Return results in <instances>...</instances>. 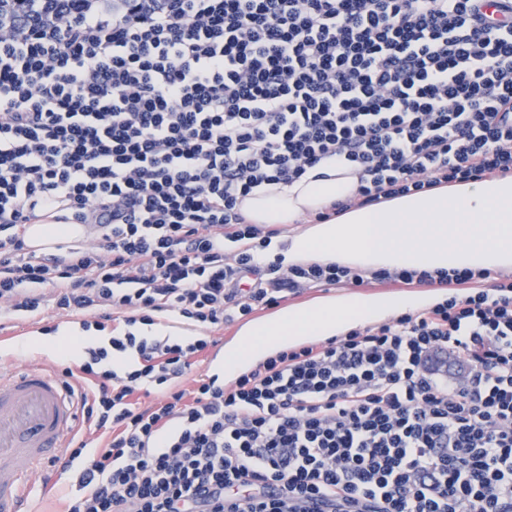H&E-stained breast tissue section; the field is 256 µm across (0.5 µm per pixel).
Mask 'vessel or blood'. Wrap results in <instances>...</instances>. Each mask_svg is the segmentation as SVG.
Instances as JSON below:
<instances>
[{
  "instance_id": "vessel-or-blood-1",
  "label": "vessel or blood",
  "mask_w": 512,
  "mask_h": 512,
  "mask_svg": "<svg viewBox=\"0 0 512 512\" xmlns=\"http://www.w3.org/2000/svg\"><path fill=\"white\" fill-rule=\"evenodd\" d=\"M80 400L60 377L38 368L0 371V512H25L22 464L40 467L66 447Z\"/></svg>"
}]
</instances>
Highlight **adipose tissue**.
<instances>
[{
	"instance_id": "obj_1",
	"label": "adipose tissue",
	"mask_w": 512,
	"mask_h": 512,
	"mask_svg": "<svg viewBox=\"0 0 512 512\" xmlns=\"http://www.w3.org/2000/svg\"><path fill=\"white\" fill-rule=\"evenodd\" d=\"M357 177L352 165L322 161L289 185L255 190L240 205L254 224L291 225L273 246L282 266L337 262L366 270L420 266L512 270V176L440 185L428 191L352 207L330 221L315 214L324 206L353 197ZM433 291L409 296L341 294L306 308H286L244 330L247 346L224 359L225 376L247 360L258 359L265 344L283 338L337 336L363 321H382L435 303Z\"/></svg>"
}]
</instances>
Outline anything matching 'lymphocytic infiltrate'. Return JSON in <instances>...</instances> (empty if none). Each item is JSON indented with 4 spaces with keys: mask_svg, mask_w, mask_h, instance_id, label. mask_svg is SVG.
<instances>
[{
    "mask_svg": "<svg viewBox=\"0 0 512 512\" xmlns=\"http://www.w3.org/2000/svg\"><path fill=\"white\" fill-rule=\"evenodd\" d=\"M333 157L358 185L319 222L511 176L512 0H0V315L129 327L61 370L97 441L54 459L67 512H512V277L263 262L242 200ZM37 212L93 243L31 254ZM371 281L445 296L228 384L192 373L207 339L130 330Z\"/></svg>",
    "mask_w": 512,
    "mask_h": 512,
    "instance_id": "lymphocytic-infiltrate-1",
    "label": "lymphocytic infiltrate"
}]
</instances>
